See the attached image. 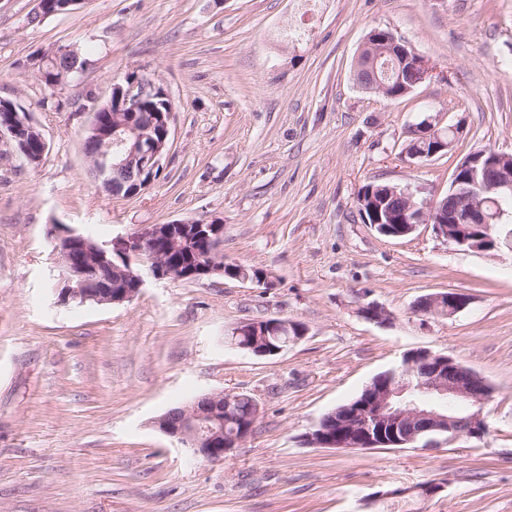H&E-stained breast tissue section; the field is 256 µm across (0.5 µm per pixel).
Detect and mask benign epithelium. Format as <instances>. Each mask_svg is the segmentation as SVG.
Listing matches in <instances>:
<instances>
[{
  "label": "benign epithelium",
  "instance_id": "1",
  "mask_svg": "<svg viewBox=\"0 0 512 512\" xmlns=\"http://www.w3.org/2000/svg\"><path fill=\"white\" fill-rule=\"evenodd\" d=\"M389 56L402 63H411L419 71V81L429 78L432 68L409 46L390 37L388 47L368 54L363 60V80L372 91L385 87L378 76L377 63ZM166 90L148 80L137 78L112 85L110 97L118 106L136 110L148 96ZM0 136L10 138L17 153L28 163L42 159L47 150L43 134L30 119L28 112L13 111L12 100L0 98ZM143 128L131 129L125 125L114 126L92 115L83 128V140L99 143L97 153L89 158L90 174L101 182L104 189L118 195L120 191L112 182V171L138 168L144 183L135 187L128 196L140 194L155 181V171L163 168L170 139L171 119L162 114L142 113ZM460 129L450 126L440 129L427 121L412 131V136L432 142L430 152L405 153L411 161L430 160L439 152L449 149ZM386 191L399 196L405 203L400 213L382 211L374 205L365 207L360 201L357 210L363 223L374 227L386 237L410 234L421 224L432 225L435 235L449 246L461 250L492 251L499 249L492 229L501 222L504 211L494 209L492 202L512 199V153L481 150L464 157L455 167L448 194L439 199L417 201L410 187H386ZM224 237V224L220 219L177 220L166 224L145 225L137 231L116 237L101 245L78 233L67 230L54 238V250L59 256L62 302H92L99 305L122 304L133 300L144 285V274L157 279L201 281L215 273H224V256L220 247ZM185 240L205 249L207 263L198 267H185L172 258L169 245ZM426 315L452 317L464 309L469 299L454 291L439 292L424 297ZM358 314L376 324L390 320L386 311L373 302L359 306ZM438 359L432 374L418 380L417 389L444 400L442 404H424L408 394L405 384L390 386L369 398V404L357 409L338 421L339 430L321 429L307 434L311 446L328 449L350 448L351 440L358 439L364 448L382 444L384 433L405 429L416 422H430L435 437L425 447L439 443L444 436L450 440L460 437H479L486 431L483 419L485 405L492 398L488 389L477 391L468 382L459 379L466 368L449 356L435 355L429 350L408 355L407 365L418 356ZM231 398L224 392L206 394L188 406L166 413L158 421L159 429L186 445L192 454L209 462H221L232 448L248 435L240 433L224 437V410ZM465 407L466 416L457 415L455 407Z\"/></svg>",
  "mask_w": 512,
  "mask_h": 512
}]
</instances>
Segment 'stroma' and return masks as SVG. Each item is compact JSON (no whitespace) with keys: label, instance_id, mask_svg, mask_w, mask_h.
<instances>
[{"label":"stroma","instance_id":"stroma-1","mask_svg":"<svg viewBox=\"0 0 512 512\" xmlns=\"http://www.w3.org/2000/svg\"><path fill=\"white\" fill-rule=\"evenodd\" d=\"M31 0H0V97L29 109L39 164L0 137V512H512V252L459 251L420 225L380 236L356 208L381 181L447 195L456 163L512 152V0H84L35 25ZM388 28L433 69L403 98L360 89L356 57ZM65 46L87 66L45 88L28 62ZM175 106L163 170L134 197L86 174L88 96L127 74ZM51 96L61 110L41 107ZM462 124L452 152L403 155L423 121ZM222 219L225 261L271 273L260 288L215 277H146L119 305L62 303L50 237L61 222L97 242L149 224ZM470 299L453 318L426 294ZM391 313L381 326L359 305ZM288 318L306 335L257 357L226 343L237 324ZM453 357L493 388L486 433L437 448L337 452L304 444L323 414L410 351ZM258 404L223 462L156 425L206 394Z\"/></svg>","mask_w":512,"mask_h":512}]
</instances>
